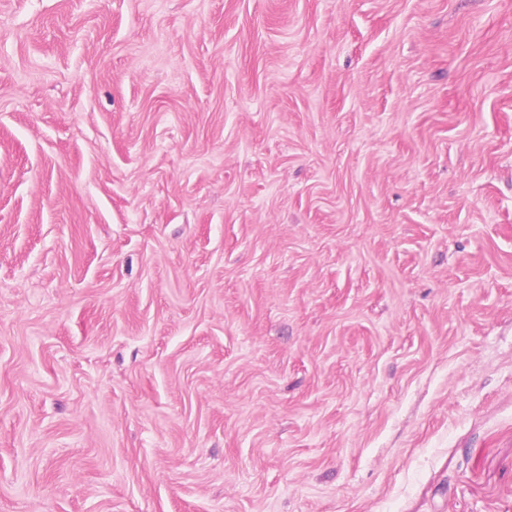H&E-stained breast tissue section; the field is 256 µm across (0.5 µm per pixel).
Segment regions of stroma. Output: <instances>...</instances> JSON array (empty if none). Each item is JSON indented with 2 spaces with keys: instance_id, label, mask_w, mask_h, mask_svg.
Masks as SVG:
<instances>
[{
  "instance_id": "obj_1",
  "label": "stroma",
  "mask_w": 512,
  "mask_h": 512,
  "mask_svg": "<svg viewBox=\"0 0 512 512\" xmlns=\"http://www.w3.org/2000/svg\"><path fill=\"white\" fill-rule=\"evenodd\" d=\"M0 512H512V0H0Z\"/></svg>"
}]
</instances>
